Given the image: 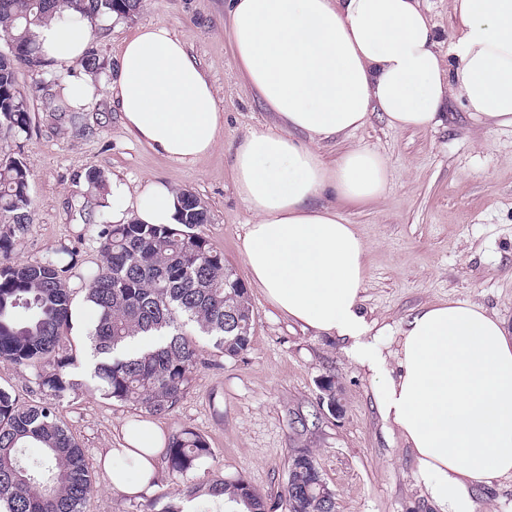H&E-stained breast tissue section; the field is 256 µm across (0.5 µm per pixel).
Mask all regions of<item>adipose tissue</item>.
Masks as SVG:
<instances>
[{"label": "adipose tissue", "mask_w": 512, "mask_h": 512, "mask_svg": "<svg viewBox=\"0 0 512 512\" xmlns=\"http://www.w3.org/2000/svg\"><path fill=\"white\" fill-rule=\"evenodd\" d=\"M448 6L458 24L444 42L421 0H227L236 64L276 119L241 141L233 170L254 216L243 242L253 283L289 318L347 341L349 355L378 377V412L412 450L433 503L440 512H476L475 485L512 478V332L481 305L448 301L404 321L397 349L378 346L387 330L360 308L367 246L337 204L379 200L388 163L354 147L329 166L316 150L373 111L395 129L435 127L453 100L473 120L512 126V0ZM112 21L69 17L35 32L46 60L73 64L95 26ZM106 90L125 128L173 161L208 155L224 126L213 84L163 25L125 41ZM328 192L336 205L320 204ZM131 216L177 223L175 190L113 180L112 220ZM121 434V448L99 457L109 486L149 494L163 435L149 420ZM118 454L129 469L112 467Z\"/></svg>", "instance_id": "obj_1"}]
</instances>
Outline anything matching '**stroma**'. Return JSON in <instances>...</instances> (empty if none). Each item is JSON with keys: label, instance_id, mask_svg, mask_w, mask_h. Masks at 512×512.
I'll return each mask as SVG.
<instances>
[{"label": "stroma", "instance_id": "1", "mask_svg": "<svg viewBox=\"0 0 512 512\" xmlns=\"http://www.w3.org/2000/svg\"><path fill=\"white\" fill-rule=\"evenodd\" d=\"M224 3L142 0L134 17L115 20L90 44L108 77L124 40L139 26L165 25L186 43L224 113L216 147L195 163L169 160L138 142L100 88L83 110L85 130L61 129L56 114L43 108V88L80 72L79 64L18 70L31 129L17 139L0 136V155L22 158L30 168L33 222L14 260L42 261L64 246L76 250L79 264L68 278L76 304H83L82 275L99 263L98 231L112 221L103 206L110 179L134 188L154 178L208 205L210 221L197 231L223 252L253 307L249 350L229 358L203 348L186 395L156 419L164 434L188 428L208 440L213 454L189 480L164 470L150 495L111 490L98 453L120 447L121 426L139 419V411L86 391L59 402L60 416L95 475L83 512H162L185 483L205 484L217 476L247 480L272 512H284L280 497L288 462L302 449L334 491L335 512H438L416 476L410 449L376 409L377 380L346 352L344 341L303 328L251 283L243 239L253 217L236 190L234 152L252 130L273 126L274 116L238 71L224 32ZM446 114L432 129L396 130L383 113L373 112L363 127L319 148L329 165L354 146L375 149L388 161V184L378 201L340 206L368 247L360 308L367 320L396 328L424 305L474 302L512 329V127L473 121L455 101ZM91 171L102 173L104 185L88 184ZM327 381L339 403L335 412L319 406ZM314 412L320 415L317 425L301 430L297 414Z\"/></svg>", "mask_w": 512, "mask_h": 512}]
</instances>
